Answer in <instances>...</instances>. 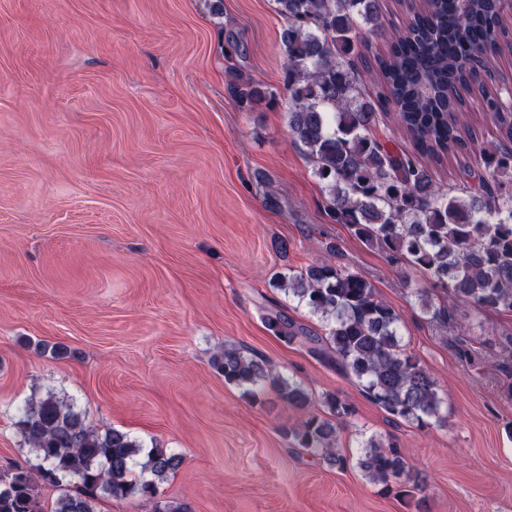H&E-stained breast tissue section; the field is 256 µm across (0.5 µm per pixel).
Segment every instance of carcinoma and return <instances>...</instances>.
<instances>
[{
  "instance_id": "cac0c4a2",
  "label": "carcinoma",
  "mask_w": 512,
  "mask_h": 512,
  "mask_svg": "<svg viewBox=\"0 0 512 512\" xmlns=\"http://www.w3.org/2000/svg\"><path fill=\"white\" fill-rule=\"evenodd\" d=\"M287 20L281 32L285 85L290 94L288 127L306 148L323 183L327 215L363 244L423 273L446 302L436 303L417 288L424 313L446 323L454 309L512 311V112L498 111L502 88L489 87L474 64L488 65L512 53V25L504 0H427L385 56L374 59L385 94L371 96L360 78L369 66L367 40L359 31L379 20V0H276ZM241 107L265 92L250 81L230 85ZM478 95L491 113L501 140L483 146L478 162L460 165L462 194L434 178L430 164H442L475 143L460 123L465 97ZM393 115L411 149L391 151L374 133L379 115ZM288 296L320 317L323 336H311L287 316H264L268 330L291 344L304 342L324 362L353 378L389 416L419 428L442 420L444 398L437 380L402 344L399 312L379 297L363 273L346 265L317 262L279 283ZM37 353L56 359L68 348L43 341ZM212 367L224 382L255 396L265 385L291 407L303 410L311 394L300 382L273 374L264 360L226 346ZM326 416L313 415L287 434L300 447L329 462L340 431L354 413L337 394H327ZM15 426L40 464L0 469V512H42L41 485L77 479L61 494L53 512H96L100 499L133 494L152 497L155 482L182 465L163 448L146 449L128 434L95 431L73 407L49 393L27 403ZM359 466L387 494L415 497L417 476L394 438L370 437Z\"/></svg>"
}]
</instances>
